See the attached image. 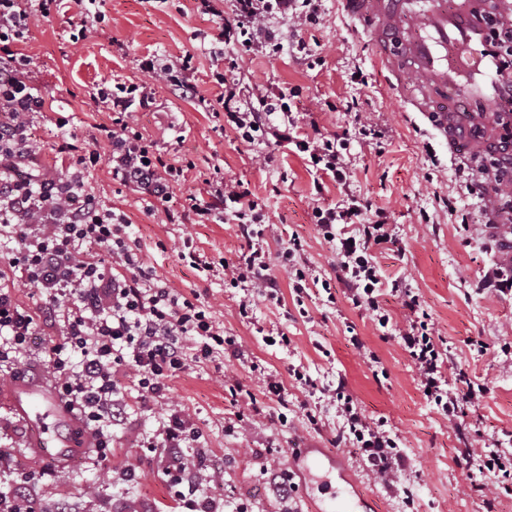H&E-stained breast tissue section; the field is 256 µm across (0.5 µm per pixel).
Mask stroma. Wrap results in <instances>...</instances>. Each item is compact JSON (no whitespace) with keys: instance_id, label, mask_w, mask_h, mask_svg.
I'll return each instance as SVG.
<instances>
[{"instance_id":"1","label":"stroma","mask_w":512,"mask_h":512,"mask_svg":"<svg viewBox=\"0 0 512 512\" xmlns=\"http://www.w3.org/2000/svg\"><path fill=\"white\" fill-rule=\"evenodd\" d=\"M99 9L104 23L85 31L74 0H58L18 45L30 60L32 84L46 100L29 129L44 165H54L52 146L62 133L84 142L93 125L109 122L108 110L95 107L89 94L101 84L141 80L136 60L142 55L173 60L193 54L200 96L213 100L222 92L211 78L208 54L217 23L195 15L191 0H101ZM323 9L320 23L301 31L309 55L289 49L271 57L242 53L233 76L252 93L267 88L292 94L293 111L316 113L322 134L352 130L358 112L377 124L381 137L350 146L346 187L328 180L322 192H315L303 161L285 147L276 165L260 166L231 128L197 100L176 97L164 86L157 87L153 107L138 110V128L161 143L181 138L182 155L195 164L183 190H204V180L216 164L225 179L242 182L272 216L271 250L300 237L305 260L323 279L333 278L337 257L311 221L314 202L337 204L353 192L387 210L398 243L373 251L386 282H402L418 294L447 343L450 371H466L489 392L479 408L449 422L424 397L415 368L392 329L375 326L339 287L296 303L288 273L279 266L273 275L282 306L259 298L252 316L242 317L240 289L225 287L220 280L200 281L176 252L187 232L206 255L235 261L245 244L234 226L161 223L137 195L113 181L102 162L91 170L89 183L103 205L127 215L145 267L180 294L200 293L217 322L223 323L225 335L244 350L243 358L228 354L181 375L172 381L169 396L202 429L206 464L226 467L223 482L209 485V494L244 505L248 512H312L324 506L339 489L335 472L318 465L306 470L292 459L293 449L310 446L342 458L371 501L369 512H512V478L480 487L460 463L468 442L512 448V295L482 285L497 262L499 243L481 224L477 193L465 187L476 156L450 159L447 144L390 88L386 73L374 62L362 24L346 15L341 0H324ZM120 42L125 45L121 51L116 48ZM61 116L69 119L63 130L56 124ZM263 329L285 333L288 345L266 346L259 335ZM353 336L363 338L366 352L353 348ZM371 353L378 357V367H371ZM251 359L283 379L287 406L270 404L264 397L259 403L269 407L271 415L286 414V424L253 415L225 390L228 375L257 390L247 367ZM296 366L327 384L345 380L364 413L385 422L399 438L409 469L394 488L378 483L357 450L341 442L342 420L334 406L322 403L318 424H311L302 408L305 396L289 378ZM11 385L8 378L0 382V449L13 460L12 471H0V490L5 492L17 473L42 464L27 446L26 426L8 406ZM162 411L159 405L133 404L127 426L114 438L110 467L97 465L93 453H80L69 469L53 472L35 487L39 512H172L174 501L162 467L142 446L157 429ZM126 469L136 470V481L118 482L109 476L110 471ZM282 470L290 471L295 485L286 497L265 477L266 472Z\"/></svg>"}]
</instances>
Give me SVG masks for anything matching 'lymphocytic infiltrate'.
<instances>
[{"label": "lymphocytic infiltrate", "instance_id": "1", "mask_svg": "<svg viewBox=\"0 0 512 512\" xmlns=\"http://www.w3.org/2000/svg\"><path fill=\"white\" fill-rule=\"evenodd\" d=\"M55 0H0V378L14 375L37 332L60 334L61 340L42 358L58 392L78 417L81 432L95 442L97 464L112 457V436L128 417L130 404L122 386L130 379L140 403L166 399L170 383L193 365L224 354V328L207 306L170 288L144 267L141 249L127 235L123 213L103 207L87 184L92 168L108 160L113 180L136 193L150 210H161L168 224H220L232 221L247 245L235 262L209 258L183 238L178 258L202 281L222 279L242 289L239 313L248 316L256 298L280 303L271 273L272 257H279L293 281L296 297L311 286L331 291L340 283L354 306L371 311L380 327L390 316L381 304L384 286L372 259L376 246H393L397 237L387 213L372 209L356 195L340 204H317L311 212L325 241L338 242L335 280L313 276L302 259L300 238H290L278 254H271L266 234L270 218L241 182L216 176L206 179L204 193H177L191 169L176 144L147 139L131 122V107L143 109L155 102V82H163L181 98L193 99L191 56L161 64L141 59L144 82L98 88L91 100L112 112L110 124H98L86 147L68 138L56 145L64 170L39 165L26 131L44 106L42 95L28 81V58L13 51L23 41L34 18L48 16ZM199 14L220 18L217 40L247 51L278 52L282 34L276 20L302 27L318 24L323 0H194ZM223 91L217 104L224 120L240 141L256 148L264 165L274 161L276 147L288 145L303 155L310 172L346 184L350 139L322 133L298 134V120L284 92L247 97L223 69L212 72ZM352 226V235H336L339 225ZM36 290L39 302L21 304L18 286ZM397 294L411 313L397 328L402 346L417 371L419 385L430 403L446 415L476 404L487 394L486 385L466 372L448 380L443 357L444 340L426 317L421 301L409 288ZM290 375L308 395L333 402L345 423V439L357 448L371 472L393 486L406 466L399 440L364 414L343 387L319 386L299 368ZM202 433L189 416L176 411L163 420L149 448L166 452L164 473L186 512H217L214 501L199 490V467L185 450Z\"/></svg>", "mask_w": 512, "mask_h": 512}]
</instances>
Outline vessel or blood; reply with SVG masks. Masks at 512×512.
<instances>
[{"label":"vessel or blood","instance_id":"obj_1","mask_svg":"<svg viewBox=\"0 0 512 512\" xmlns=\"http://www.w3.org/2000/svg\"><path fill=\"white\" fill-rule=\"evenodd\" d=\"M348 16L367 25L374 56L394 78L405 69L428 78L410 102L447 140L463 142L469 125H491L502 86L486 51V25L472 0H342ZM463 101L480 103L460 112ZM9 406L29 430L35 456L66 467L80 448L70 428L73 414L42 378L15 381Z\"/></svg>","mask_w":512,"mask_h":512}]
</instances>
